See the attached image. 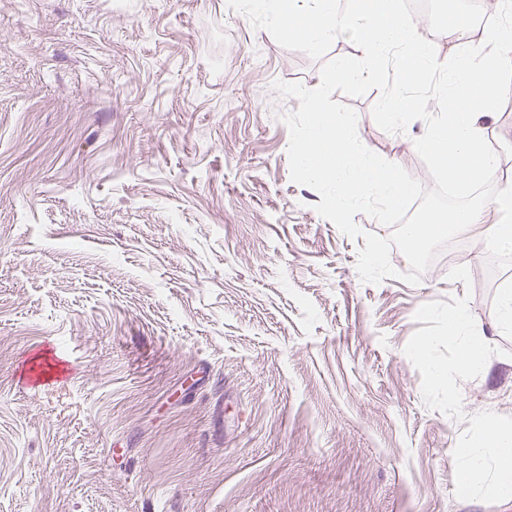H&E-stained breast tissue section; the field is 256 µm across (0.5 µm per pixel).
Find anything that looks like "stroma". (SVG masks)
<instances>
[{
  "instance_id": "obj_1",
  "label": "stroma",
  "mask_w": 512,
  "mask_h": 512,
  "mask_svg": "<svg viewBox=\"0 0 512 512\" xmlns=\"http://www.w3.org/2000/svg\"><path fill=\"white\" fill-rule=\"evenodd\" d=\"M362 55L285 49L227 0H0V512H512L456 498L453 458L467 416H512V248L461 235L368 284L364 239L290 179L275 83ZM380 97L332 95L418 175L427 125L381 130ZM488 127L512 185V97ZM464 295L499 353L459 420L404 348Z\"/></svg>"
}]
</instances>
